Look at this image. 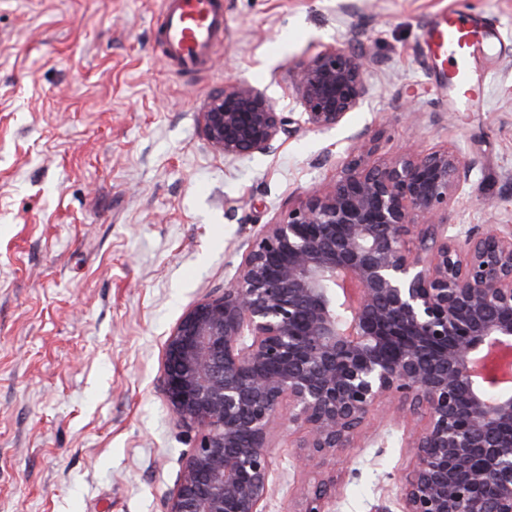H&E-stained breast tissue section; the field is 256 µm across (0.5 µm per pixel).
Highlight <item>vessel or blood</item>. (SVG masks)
<instances>
[{
	"instance_id": "b4317fda",
	"label": "vessel or blood",
	"mask_w": 512,
	"mask_h": 512,
	"mask_svg": "<svg viewBox=\"0 0 512 512\" xmlns=\"http://www.w3.org/2000/svg\"><path fill=\"white\" fill-rule=\"evenodd\" d=\"M224 31L218 0H163L160 36L168 58L177 67H203ZM430 53L448 61V82L457 101L467 108L480 104L472 62L477 55L494 57L500 47L495 33L472 14L452 8L439 15L427 31Z\"/></svg>"
}]
</instances>
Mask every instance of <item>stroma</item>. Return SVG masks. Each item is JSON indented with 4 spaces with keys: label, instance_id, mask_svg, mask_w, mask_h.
<instances>
[{
    "label": "stroma",
    "instance_id": "stroma-1",
    "mask_svg": "<svg viewBox=\"0 0 512 512\" xmlns=\"http://www.w3.org/2000/svg\"><path fill=\"white\" fill-rule=\"evenodd\" d=\"M457 0H222L211 65L184 73L156 35L161 0H0V512H165L195 430L163 395L165 341L222 295L241 244L338 174L407 141L456 144L476 166L451 231L512 224V0H464L501 33L477 60L484 107L460 109L426 31ZM356 29L369 93L338 128L301 129L289 67ZM243 80L297 130L270 155L227 159L199 127ZM403 424L297 465L275 438L270 512L336 482L328 512H400L413 452Z\"/></svg>",
    "mask_w": 512,
    "mask_h": 512
}]
</instances>
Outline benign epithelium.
Masks as SVG:
<instances>
[{
	"instance_id": "1",
	"label": "benign epithelium",
	"mask_w": 512,
	"mask_h": 512,
	"mask_svg": "<svg viewBox=\"0 0 512 512\" xmlns=\"http://www.w3.org/2000/svg\"><path fill=\"white\" fill-rule=\"evenodd\" d=\"M328 47L291 71L303 127H339L368 94L367 55ZM227 158L277 152L289 120L245 81L199 113ZM351 139L340 175L243 244L224 294L168 336L162 385L183 424L166 512H268L277 430L313 462L349 448L375 412L416 422L401 512H512V225L454 235L440 216L475 163L450 145L372 165ZM319 480L301 512H326Z\"/></svg>"
}]
</instances>
